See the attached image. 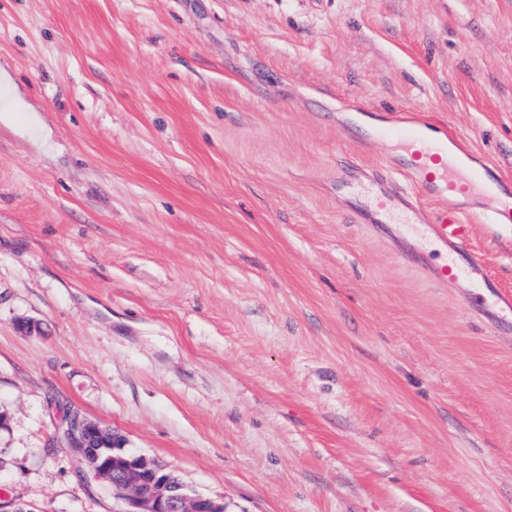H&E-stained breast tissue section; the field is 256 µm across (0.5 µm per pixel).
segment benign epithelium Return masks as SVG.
Masks as SVG:
<instances>
[{
	"instance_id": "obj_1",
	"label": "benign epithelium",
	"mask_w": 512,
	"mask_h": 512,
	"mask_svg": "<svg viewBox=\"0 0 512 512\" xmlns=\"http://www.w3.org/2000/svg\"><path fill=\"white\" fill-rule=\"evenodd\" d=\"M63 422L81 468L112 490L118 512H224V501L192 492L166 466L127 451L115 432L76 414Z\"/></svg>"
}]
</instances>
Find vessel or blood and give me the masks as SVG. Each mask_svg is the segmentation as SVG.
<instances>
[{
    "label": "vessel or blood",
    "mask_w": 512,
    "mask_h": 512,
    "mask_svg": "<svg viewBox=\"0 0 512 512\" xmlns=\"http://www.w3.org/2000/svg\"><path fill=\"white\" fill-rule=\"evenodd\" d=\"M370 138L387 141L401 156L392 165L409 189L389 186L377 195V212L401 224L410 237L428 240L442 253L440 276H461L486 291L489 301L512 314V294L500 292L487 273L486 262L472 246V219L486 224H512V181L495 166L464 148L455 131L420 118L382 120ZM445 199L437 214H427L423 203Z\"/></svg>",
    "instance_id": "1"
}]
</instances>
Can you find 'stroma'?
<instances>
[{"label":"stroma","mask_w":512,"mask_h":512,"mask_svg":"<svg viewBox=\"0 0 512 512\" xmlns=\"http://www.w3.org/2000/svg\"><path fill=\"white\" fill-rule=\"evenodd\" d=\"M0 71V499L116 512L69 410L226 512H512V334L343 189L355 105L512 179V0H0Z\"/></svg>","instance_id":"35a3bbf8"}]
</instances>
